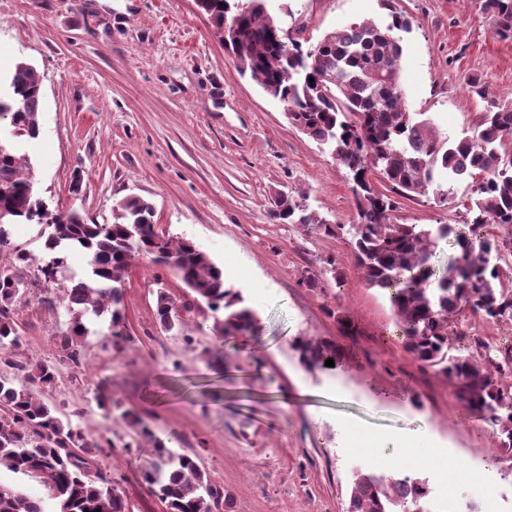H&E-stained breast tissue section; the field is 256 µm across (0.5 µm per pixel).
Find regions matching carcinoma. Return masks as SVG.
I'll list each match as a JSON object with an SVG mask.
<instances>
[{
	"mask_svg": "<svg viewBox=\"0 0 512 512\" xmlns=\"http://www.w3.org/2000/svg\"><path fill=\"white\" fill-rule=\"evenodd\" d=\"M489 19L492 32L512 40V0H473ZM219 38L224 18L239 16L242 41L225 48L238 59V70L268 96L279 101L289 123L328 149L348 169L356 223L332 224L282 196L276 216L288 224L347 234L356 266L365 282L388 293L398 338L422 369L448 380L468 407L487 414L497 447L512 453V348L502 350L484 336H473L475 351L463 353L452 337L463 336V322L512 321V237L487 232L512 229V105L487 100L472 134L450 137L425 112L411 110L401 85L403 34L408 19L393 0H382L386 14L364 18L303 46L301 37L282 45L280 25L268 13L266 0H195ZM0 92V124L14 137L35 138L40 132L42 90L34 67L21 60L5 74ZM23 156L0 142V512H130L100 464L105 434L96 439L72 423L71 414L51 400L59 367L83 363L87 322H107L113 347L130 340L126 332V278L141 259L167 269L184 283L189 298L177 302L155 276L156 313L164 331L178 336L192 307H206L223 340L259 331L256 312L244 304L239 290L224 280V269L192 240L155 231V210L146 199L130 195L112 210V223H88L76 211H52L34 195L31 176L22 171ZM379 178L390 191L411 199L432 195L443 203V183L470 180L464 208L472 238L455 233L451 224H397L395 202L377 189ZM15 224L49 229L44 256L36 259L12 240ZM454 239L457 254L445 268L433 257L440 242ZM88 257L80 278L70 274L72 249ZM36 269L32 276L27 271ZM25 279L29 287H17ZM57 284L60 294L41 302L67 317L59 336L58 359L25 362L19 310L39 284ZM301 361L325 368L340 364L336 343L302 338L295 344ZM107 419L124 421L133 431L125 448H149L150 460L141 480L166 512H228L233 497L211 480L197 457L170 447L136 412L112 398L110 384L100 381L94 392ZM34 481L43 492L28 494L22 483ZM430 488L426 480L406 472L391 475L359 472L351 487L347 512H426Z\"/></svg>",
	"mask_w": 512,
	"mask_h": 512,
	"instance_id": "carcinoma-1",
	"label": "carcinoma"
}]
</instances>
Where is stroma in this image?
Here are the masks:
<instances>
[{
  "mask_svg": "<svg viewBox=\"0 0 512 512\" xmlns=\"http://www.w3.org/2000/svg\"><path fill=\"white\" fill-rule=\"evenodd\" d=\"M394 2L411 22L402 88L413 111L459 136L485 96L512 103V41L494 36L473 0ZM268 10L313 42L383 15L379 0H269ZM20 59L43 93L40 134L21 143L34 193L99 224L125 196L148 200L159 229L208 252L260 319L258 335L226 344L193 330L197 310L184 336L162 331L145 260L124 289L129 342L117 351L90 334L83 367L63 370L54 396L91 436L112 429L101 464L132 512L164 509L137 482L144 457L127 447L128 427L109 424L93 399L104 378L123 408L197 453L235 512H346L357 472L399 467L427 480L430 512H512V455L405 352L388 297L359 274L348 236L275 217V196L289 193L319 217L354 223L347 170L240 75L195 0H0V69ZM450 188L444 204L396 197L393 221L463 228L470 188ZM20 325L21 358L55 360L66 319L40 293L22 304ZM300 337L335 341L342 367L305 366Z\"/></svg>",
  "mask_w": 512,
  "mask_h": 512,
  "instance_id": "stroma-1",
  "label": "stroma"
}]
</instances>
